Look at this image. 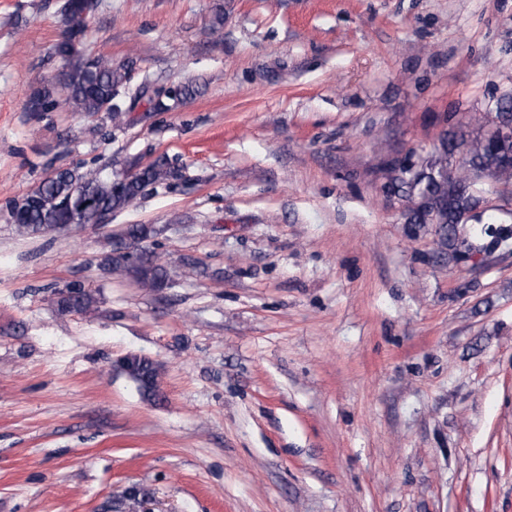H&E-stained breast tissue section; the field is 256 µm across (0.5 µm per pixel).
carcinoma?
<instances>
[{
  "mask_svg": "<svg viewBox=\"0 0 512 512\" xmlns=\"http://www.w3.org/2000/svg\"><path fill=\"white\" fill-rule=\"evenodd\" d=\"M57 54L65 60V102L76 112L96 114L106 103L112 122L124 123L128 108L117 99L120 88L127 80L128 67H114L102 56L68 57L65 45L58 43ZM483 130L473 135L465 131L443 132L439 145L426 156H419L410 167L389 163L385 168L388 188L406 202L408 223L446 224L452 229L467 224V214L479 208L483 190L481 177L509 183L512 181V138H499L492 129L505 123L512 124V102L497 104V112L476 118ZM176 176L165 162H156L143 168L132 178L120 180V186L97 170L79 172L63 169L39 187L27 202L25 221L16 225L22 236L60 233L68 229L71 214L64 203L77 196H90L93 204L78 218L82 225L99 223L101 212H113L129 206L144 186L166 181ZM121 241H116L104 257V264L112 274L135 277L143 288L155 290L169 281L162 257L150 250H143L137 263L121 252ZM56 305L62 312L89 314L94 311L93 295L80 284L55 292ZM161 365L146 358L131 357L122 372L133 378L146 392L154 389Z\"/></svg>",
  "mask_w": 512,
  "mask_h": 512,
  "instance_id": "1",
  "label": "carcinoma"
}]
</instances>
